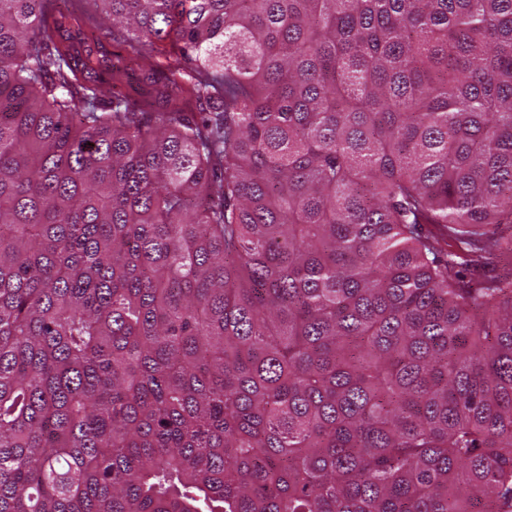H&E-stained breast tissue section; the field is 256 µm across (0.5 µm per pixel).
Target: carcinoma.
<instances>
[{
  "mask_svg": "<svg viewBox=\"0 0 512 512\" xmlns=\"http://www.w3.org/2000/svg\"><path fill=\"white\" fill-rule=\"evenodd\" d=\"M492 224L512 0H0V512H512Z\"/></svg>",
  "mask_w": 512,
  "mask_h": 512,
  "instance_id": "obj_1",
  "label": "carcinoma"
}]
</instances>
